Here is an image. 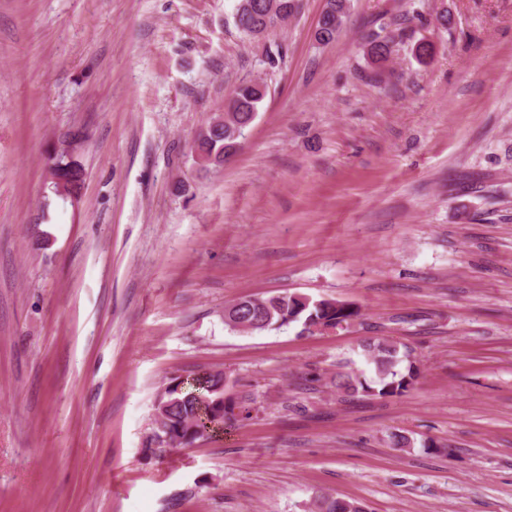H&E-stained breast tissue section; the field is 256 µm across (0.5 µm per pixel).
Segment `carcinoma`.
<instances>
[{"instance_id":"1","label":"carcinoma","mask_w":512,"mask_h":512,"mask_svg":"<svg viewBox=\"0 0 512 512\" xmlns=\"http://www.w3.org/2000/svg\"><path fill=\"white\" fill-rule=\"evenodd\" d=\"M336 12V28L327 31L329 39L340 34L347 16V0H328ZM263 10L271 14L274 27H281L294 16L300 0H261ZM255 0H237L233 17L236 30L245 38L253 40L251 21L254 20ZM394 36L390 33L376 34L368 41V57L374 63L388 58L392 52ZM266 92L249 81L240 84L224 105V124L197 133L194 152L203 167L221 166L225 158L235 153V141L228 134L229 127L247 128L254 120L258 107ZM51 176L54 186H62L65 193L75 196L84 183V172L79 164L65 159L64 155L51 157ZM361 318V311L351 305L329 299H308L304 295L279 294L270 296H246L239 302L224 307V324L230 329L246 334L260 333L291 324L300 326L299 334H314L318 324L340 328ZM362 355L373 373L369 380L349 373H336V388L350 393L359 391L381 397H398L414 384L420 367L407 345L388 338L369 340L363 344ZM226 376L221 371L209 372L184 382H173L162 396L164 409L163 426L157 429L158 438H166L174 447H188L199 440L196 427L199 421L200 400L204 395L212 404L211 414L224 412V426L231 428L236 423L251 418V406L233 399H224ZM311 512H364L358 504L338 499L330 494L316 496L311 503Z\"/></svg>"}]
</instances>
